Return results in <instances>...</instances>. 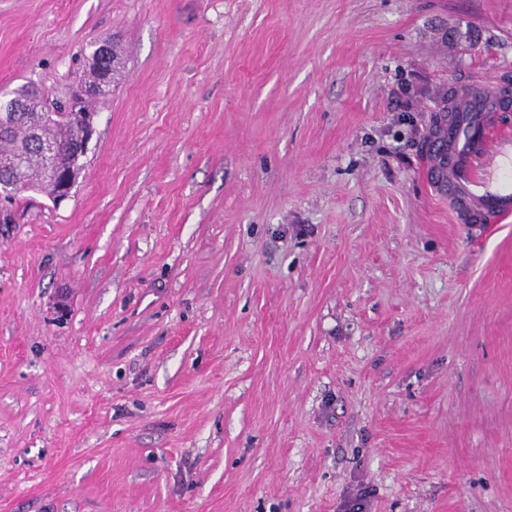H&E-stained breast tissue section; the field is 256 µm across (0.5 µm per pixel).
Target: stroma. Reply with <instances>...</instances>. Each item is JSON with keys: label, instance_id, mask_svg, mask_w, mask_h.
Here are the masks:
<instances>
[{"label": "stroma", "instance_id": "35a3bbf8", "mask_svg": "<svg viewBox=\"0 0 512 512\" xmlns=\"http://www.w3.org/2000/svg\"><path fill=\"white\" fill-rule=\"evenodd\" d=\"M105 40L0 220V512H512V223L428 175L512 0H0V92ZM88 76L85 84L97 88L100 92V99L109 96L112 91V82L104 81L107 75L113 71L115 73L121 68V58L117 54L115 46L111 44L103 46L107 55L101 53V45H90ZM113 66V69H112ZM104 87V89L102 88ZM108 92V93H107ZM107 93V94H106ZM9 95L19 101L18 110L9 112L12 107L9 105V99H2L0 103L1 120L5 122L7 113L11 117V123L3 128L0 127V198H12L24 192V188L44 192L52 196L56 191V181L47 173L45 162L39 151L38 139H51L56 142L57 147L52 143H43L42 151L49 162V172L58 181L57 195L58 199L54 202L59 203L70 196L74 187V174L68 163L62 160L59 153L67 156L68 162L74 166L75 170H81L83 163L79 161L78 155L79 142L83 134L84 138L80 148L82 156L87 153L90 140L95 133L98 114L95 112L94 99L86 109L92 112H83L85 121L80 115L81 111H75L73 116L66 121L57 122L60 119L58 112H50L51 117L57 121L49 119V100L30 85L22 84L12 89ZM79 150V151H80ZM20 155L23 162L20 165L4 164L3 158L7 156ZM79 161V162H78ZM18 184H21L22 187Z\"/></svg>", "mask_w": 512, "mask_h": 512}]
</instances>
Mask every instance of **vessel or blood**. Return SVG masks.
Listing matches in <instances>:
<instances>
[{
	"instance_id": "obj_1",
	"label": "vessel or blood",
	"mask_w": 512,
	"mask_h": 512,
	"mask_svg": "<svg viewBox=\"0 0 512 512\" xmlns=\"http://www.w3.org/2000/svg\"><path fill=\"white\" fill-rule=\"evenodd\" d=\"M500 96L494 80L459 90L456 101L469 117L462 124L449 120L448 162L431 176L433 190L447 195L454 213L490 224L512 222V179L495 175L503 160H512V132L495 119Z\"/></svg>"
}]
</instances>
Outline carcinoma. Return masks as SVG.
<instances>
[{
    "label": "carcinoma",
    "mask_w": 512,
    "mask_h": 512,
    "mask_svg": "<svg viewBox=\"0 0 512 512\" xmlns=\"http://www.w3.org/2000/svg\"><path fill=\"white\" fill-rule=\"evenodd\" d=\"M89 59L86 84L99 89L100 96L105 98L112 87V82L106 77L112 71L119 72L121 58L115 46L107 45V54L104 55L101 47L95 44L91 46ZM8 95L19 101V107L10 113L11 123L0 127V182H13L51 196L56 191V181L47 173L37 141L43 138L55 141L74 169H82L83 163L79 162L78 155L83 134L81 111H76L66 121H52L49 119V100L34 87L22 84ZM16 155L23 157L21 164L3 163V158Z\"/></svg>",
    "instance_id": "cac0c4a2"
}]
</instances>
